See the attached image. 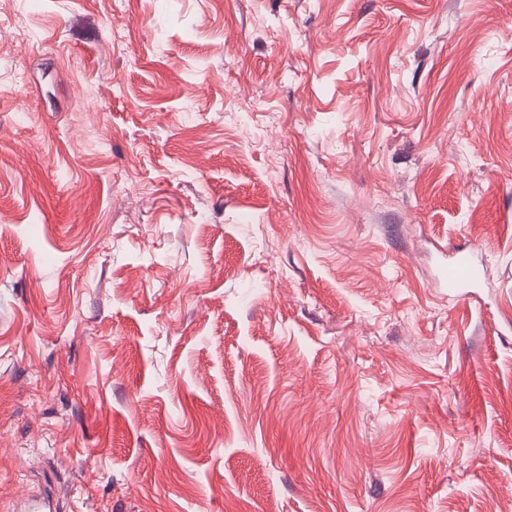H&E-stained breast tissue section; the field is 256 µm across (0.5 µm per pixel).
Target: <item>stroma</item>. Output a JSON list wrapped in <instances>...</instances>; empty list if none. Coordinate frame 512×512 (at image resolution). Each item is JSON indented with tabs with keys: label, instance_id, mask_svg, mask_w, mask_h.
<instances>
[{
	"label": "stroma",
	"instance_id": "35a3bbf8",
	"mask_svg": "<svg viewBox=\"0 0 512 512\" xmlns=\"http://www.w3.org/2000/svg\"><path fill=\"white\" fill-rule=\"evenodd\" d=\"M509 497L512 0H0V512Z\"/></svg>",
	"mask_w": 512,
	"mask_h": 512
}]
</instances>
